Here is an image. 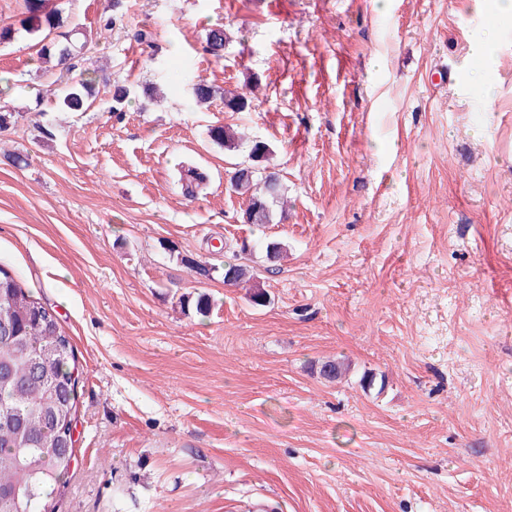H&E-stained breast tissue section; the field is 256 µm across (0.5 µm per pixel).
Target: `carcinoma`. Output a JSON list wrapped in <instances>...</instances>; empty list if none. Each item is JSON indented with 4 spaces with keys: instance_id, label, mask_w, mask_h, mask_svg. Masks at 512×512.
<instances>
[{
    "instance_id": "cac0c4a2",
    "label": "carcinoma",
    "mask_w": 512,
    "mask_h": 512,
    "mask_svg": "<svg viewBox=\"0 0 512 512\" xmlns=\"http://www.w3.org/2000/svg\"><path fill=\"white\" fill-rule=\"evenodd\" d=\"M26 16L22 29L36 40L40 59L53 63L59 71L56 84L69 73L81 70L75 84H63L59 108L64 112H83L89 99L98 95L97 69L79 67L86 62L85 50L93 43L92 32L68 26L62 12L48 6L47 0H25ZM227 36L224 28L211 29L206 36V51L219 58ZM190 97L197 103L210 104L215 90L206 81L192 85ZM224 109L243 112L249 106L247 96L238 91H224ZM208 137L218 147L234 152L240 149L244 134L224 125L208 130ZM269 145L254 140L249 147L252 169L242 180L237 194L248 200L243 220L247 224H271L275 207L282 199L278 180L258 177L256 167L267 161ZM207 175L187 170L183 189L192 197L205 184ZM250 267L240 263L224 264V283L238 286L254 280ZM9 329L0 336V512H46L57 508L56 497L75 460V449L59 436L76 419L73 393L79 378L74 350L62 328L56 311L26 292L8 271L0 268V323ZM349 366L342 361H327L320 374L333 382L346 375Z\"/></svg>"
}]
</instances>
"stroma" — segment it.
<instances>
[{"label":"stroma","mask_w":512,"mask_h":512,"mask_svg":"<svg viewBox=\"0 0 512 512\" xmlns=\"http://www.w3.org/2000/svg\"><path fill=\"white\" fill-rule=\"evenodd\" d=\"M51 3L89 30L116 12L93 56L130 90L119 112L107 93L61 112L34 40L0 47L17 116L0 149L22 157L0 156V268L56 310L80 374L58 512H512V15ZM481 41L486 64L463 78ZM200 78L247 92L248 110L197 106ZM219 125L269 145L281 222H243L224 177L248 151L212 145ZM189 166L210 174L194 200ZM240 255L267 306L225 285ZM202 294L207 315L180 302ZM333 359L349 366L337 382L320 374Z\"/></svg>","instance_id":"1"}]
</instances>
